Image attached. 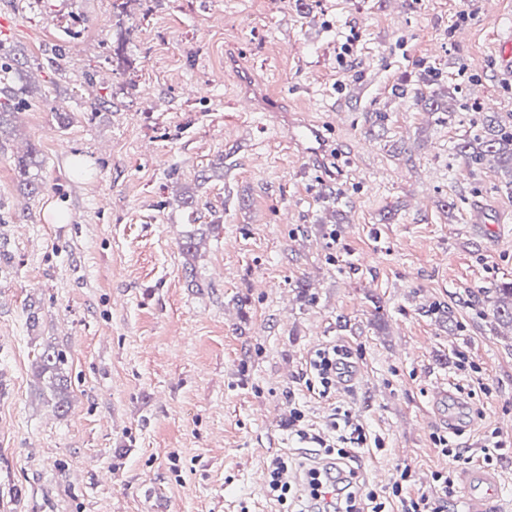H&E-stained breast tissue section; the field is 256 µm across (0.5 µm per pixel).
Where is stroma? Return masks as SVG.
I'll use <instances>...</instances> for the list:
<instances>
[{
	"label": "stroma",
	"mask_w": 512,
	"mask_h": 512,
	"mask_svg": "<svg viewBox=\"0 0 512 512\" xmlns=\"http://www.w3.org/2000/svg\"><path fill=\"white\" fill-rule=\"evenodd\" d=\"M508 26L512 0H127L120 16L0 0V42L31 66L0 135V512H282L253 476L306 456L295 406L318 431L350 410L383 439L365 490L408 467L432 492L445 434L499 432L492 466L512 481V323L487 299L512 283V166L455 150L487 115L512 120L493 65ZM430 70L458 87L454 114L396 96ZM249 86L282 113L241 111ZM30 150L35 194L14 166ZM339 343L356 384L307 390L311 356ZM48 349L66 360L61 411L36 369ZM436 382L477 407L463 430L435 416ZM292 141L312 157L321 158L326 152V143L322 135L309 126L298 125L297 131L292 135Z\"/></svg>",
	"instance_id": "stroma-1"
}]
</instances>
